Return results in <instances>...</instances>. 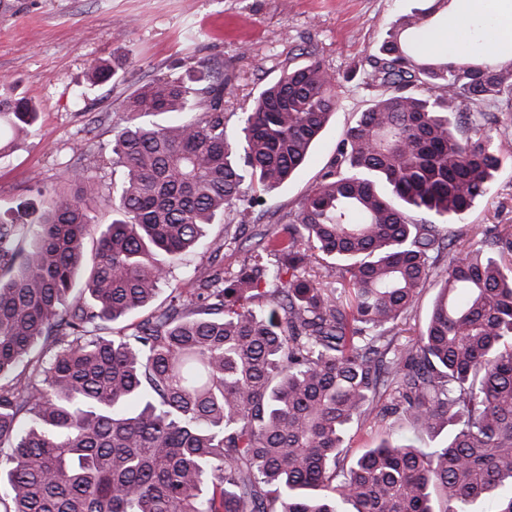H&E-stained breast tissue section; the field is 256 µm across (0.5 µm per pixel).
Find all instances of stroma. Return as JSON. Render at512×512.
<instances>
[{"mask_svg": "<svg viewBox=\"0 0 512 512\" xmlns=\"http://www.w3.org/2000/svg\"><path fill=\"white\" fill-rule=\"evenodd\" d=\"M421 0H0V80L9 93L38 108L33 135L0 157V208H43L69 170L96 181L91 204L98 224L112 221L113 121L141 85L199 65L233 70L224 91L225 112H239L274 79L287 54L296 63L316 47L342 75L340 105L299 174L267 196L263 229L276 232L275 217L297 210L329 165L344 130L369 98L360 89L367 58L383 22L420 7ZM107 65L117 74L92 78ZM496 139L504 164L491 195L454 221L455 249L467 251L478 226L512 228V116L501 114ZM413 437L409 420L369 418L358 424L346 453L356 456L385 435Z\"/></svg>", "mask_w": 512, "mask_h": 512, "instance_id": "35a3bbf8", "label": "stroma"}]
</instances>
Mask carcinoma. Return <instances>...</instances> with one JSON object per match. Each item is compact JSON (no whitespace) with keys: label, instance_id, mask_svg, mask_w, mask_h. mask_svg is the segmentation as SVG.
<instances>
[{"label":"carcinoma","instance_id":"carcinoma-1","mask_svg":"<svg viewBox=\"0 0 512 512\" xmlns=\"http://www.w3.org/2000/svg\"><path fill=\"white\" fill-rule=\"evenodd\" d=\"M384 24L374 91L281 233L235 273L209 265L150 305L219 215L244 223L295 177L339 105L318 56L280 62L227 131L232 75L139 87L118 118L112 223L87 256L98 185L77 170L38 216L0 214V512H512V233L453 253L443 223L492 189L512 61L419 52L451 0ZM38 111L0 94V129ZM336 269V292L314 269ZM439 286L409 347L391 332ZM407 417L430 452L382 439L345 463L353 424ZM168 288H170V287H168L167 285L162 286V290L160 291L158 297L149 306H147L145 308H141V309L133 312L129 317H127L125 319H122V320H119V321L109 324V326L112 328V330H108L106 335L112 336V333L114 335H117L118 332H120L129 323L137 322V321L145 318L146 316H148L155 308H157L163 302L164 298L166 297V295L168 293Z\"/></svg>","mask_w":512,"mask_h":512}]
</instances>
